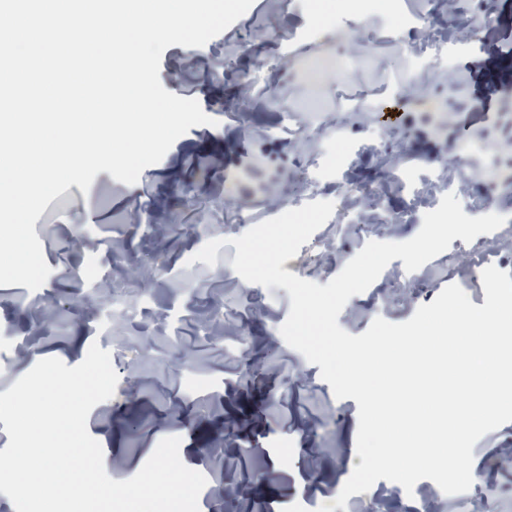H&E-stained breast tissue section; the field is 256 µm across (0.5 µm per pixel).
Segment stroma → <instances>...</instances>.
I'll use <instances>...</instances> for the list:
<instances>
[{
    "label": "stroma",
    "mask_w": 512,
    "mask_h": 512,
    "mask_svg": "<svg viewBox=\"0 0 512 512\" xmlns=\"http://www.w3.org/2000/svg\"><path fill=\"white\" fill-rule=\"evenodd\" d=\"M422 0H365L338 5L327 39L313 38L303 0H253L249 10L204 46L168 47L161 59L163 87L196 99L210 124L189 129L135 184L99 172L89 192L70 186L64 207L49 203L34 229L51 273L31 291L0 286V393L37 362L58 353L80 364L90 346L109 351L118 383L112 398L87 419L100 437L104 468L114 480L136 475L147 449L180 438L185 466L207 484L199 512H290L296 500L342 489L361 459L356 454L358 405L336 398L320 368L290 347L280 333L291 299L245 283L233 269L232 241L250 225L284 211L288 194L303 203L331 200L335 183L390 182L393 173L421 183L432 160L475 152L463 170L464 213L501 197L512 166V90L493 96L489 110L472 106L473 79L493 66L512 41V0H499L478 48L450 42L421 78L410 79L414 60L389 53L387 17ZM386 75L401 98L391 126L371 122L373 91ZM311 131L308 153L326 157L335 140L346 154L334 172L302 183L296 168L295 128ZM408 189L386 196L400 219V238L421 229L425 208L413 207ZM497 230L449 248L413 272L392 260L363 293L352 296L338 323L359 335L375 318L409 320L448 285H459L474 305L485 303L472 267L512 273V211ZM345 224H323L317 236L343 237L323 251L305 280L336 277L367 240L389 241L384 225L369 239H353ZM223 245L214 265L197 261L209 241ZM116 275L117 287L140 296L153 318L124 320L112 294L80 279L87 266ZM183 409L170 419L168 406ZM222 443V460L209 450ZM475 479L465 498L446 505L431 480L416 483L407 506L430 512H477L487 484L502 487L486 512H512V422L485 434L473 447Z\"/></svg>",
    "instance_id": "1"
}]
</instances>
